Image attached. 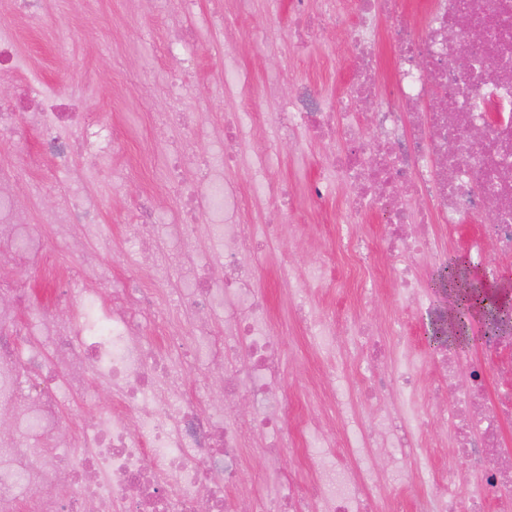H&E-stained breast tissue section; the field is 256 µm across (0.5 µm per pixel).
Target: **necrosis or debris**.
<instances>
[{"label":"necrosis or debris","instance_id":"obj_1","mask_svg":"<svg viewBox=\"0 0 512 512\" xmlns=\"http://www.w3.org/2000/svg\"><path fill=\"white\" fill-rule=\"evenodd\" d=\"M320 2L314 9L309 0H291L293 45L304 52L309 41L342 27L354 78L339 98L300 88L290 108L272 113L270 129L299 151L308 140L326 142V172L311 183V193L323 197L330 183L343 182L351 191L350 209L375 208L385 224L377 239L346 228L315 268L284 260L276 278L326 359L322 401L340 435L327 434L316 411L288 420L284 343L249 261L252 249L268 246L283 227L269 223L255 230L242 217L238 190L223 183L224 168H247L253 206L284 202L286 189L271 179L263 153L247 148L255 125L231 113L214 130L205 113L190 108L157 112L156 125L203 131L209 142L191 156L181 145L171 146L169 179L178 197L171 234L178 245H190L198 219H205L222 258L216 265L204 253L180 271L177 302L191 316L193 345L174 340L161 352L146 344L143 323L156 313L154 292L134 285L115 290L101 278L77 294L70 276L55 270L59 252L83 254L89 241L101 237L93 221L96 201L81 181H73L63 206L47 215L54 237L46 245L19 199L18 170L0 167V250L19 265L45 271L50 282L47 302L36 306L25 283L0 280V411L16 426L0 436V512H375L396 493L405 496L408 512H486L491 502L498 512H512V465L506 463L512 444L500 432L512 423V328L484 344L486 358L499 360L503 378L502 389L492 392L482 362L463 366L461 353L444 345L417 354L400 319L375 322L359 304L339 319L310 309L313 284L325 282L338 261L347 262L362 288L384 260L393 267L402 306L442 319L411 259L443 255V227L490 199L496 203L493 220L469 241L470 256L478 265L490 253L512 257V0H429L422 30L412 22L408 0H348L355 16L350 25L336 0ZM381 18L389 21L394 41V92L377 102L374 44ZM474 29L484 40L464 75L452 61ZM189 36V29H177L165 48L173 63L166 96L173 103L186 99L192 77L183 55ZM31 90L25 112L0 102V137H12L20 147L22 127L36 129L55 168L71 167L88 135L85 119L41 79ZM367 125L375 137L364 138ZM64 307L74 311L66 321L58 316ZM23 310L29 313L24 320ZM219 311L220 336L211 329ZM176 350L208 361L209 383L223 387L222 399L186 390L172 356ZM351 350L363 363L358 389L336 373L337 357ZM424 377L441 405L440 418L457 431L455 454L478 471L469 490H459L451 468L411 466L429 422L409 414L400 400L415 393ZM91 382L112 393V407L93 417L72 450L40 448L59 426L62 399ZM243 395L254 408L247 421L233 412ZM362 402L372 417L360 414ZM255 430L267 438L269 469L279 470L292 453L310 465L313 481L289 482L281 497L257 488L229 495L244 439ZM382 450L394 462L385 472L374 465Z\"/></svg>","mask_w":512,"mask_h":512}]
</instances>
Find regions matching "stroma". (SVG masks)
I'll return each instance as SVG.
<instances>
[{
	"instance_id": "stroma-1",
	"label": "stroma",
	"mask_w": 512,
	"mask_h": 512,
	"mask_svg": "<svg viewBox=\"0 0 512 512\" xmlns=\"http://www.w3.org/2000/svg\"><path fill=\"white\" fill-rule=\"evenodd\" d=\"M44 10L46 18L36 27L11 11H0V26L13 31L18 56L40 71L46 83L57 86L79 104L86 120L95 121L101 113H110L121 146L111 151L107 161L95 166L91 158L96 145L85 143L84 154L75 158L72 169L56 173V188L51 192L44 189V170L29 167L19 188L20 199L28 209L30 223L42 226L44 235H51V227L44 224L46 214L62 206L65 189L77 171H84L88 189L97 201V222L107 242L99 251L101 269L116 286L135 278L141 287H151V280L143 275L144 259L127 239L125 226L132 223L135 204L146 193L161 198L157 223H171L174 217L175 200L166 194V143L180 138L181 132L158 131L152 122L169 70L162 55L163 45L171 36L168 20L154 12H130L126 0H44ZM235 23L243 30L269 25L280 48L273 53L246 38L236 43L229 54L236 61L237 71L251 80L252 88L247 99L228 101L224 98V58L229 54L213 45L205 28H198L188 48L196 68L191 97L207 112L211 125H223L228 112L260 120L262 113L284 106L302 84L338 96L352 78L350 52L340 33L313 41L307 56L294 52L288 39L293 24L288 0L277 5L271 0H252L250 13L236 18ZM261 147L272 176L290 192L292 210L285 220L293 224L294 232L280 236L256 253L258 287L269 301L274 325L287 332L291 342L282 359L285 384L302 414L310 410V398L325 377L318 357L300 344L301 328L275 277L276 269L285 258L302 268L316 265L318 245L335 243L337 231L344 225H354L370 238L380 236L382 229L373 216L348 208L350 191L344 184H335L322 200L310 194L309 185L320 175L328 154L324 143L311 141L305 151L299 152L288 141L269 134ZM116 170L124 174L118 187L112 182ZM358 298L357 286L340 275L313 289L311 303L317 312L339 315ZM367 302L376 319L402 317L410 339L420 342L423 323L419 314L406 312L398 302L390 265L377 264ZM111 404L112 396L104 390L89 400L73 396L64 401L60 429L53 440L55 450L68 447L86 426L91 408L106 409ZM449 434V424L436 422L429 427L422 439L421 463L432 468L455 467L460 488H470L477 480L476 472L450 449L437 445L438 439Z\"/></svg>"
}]
</instances>
